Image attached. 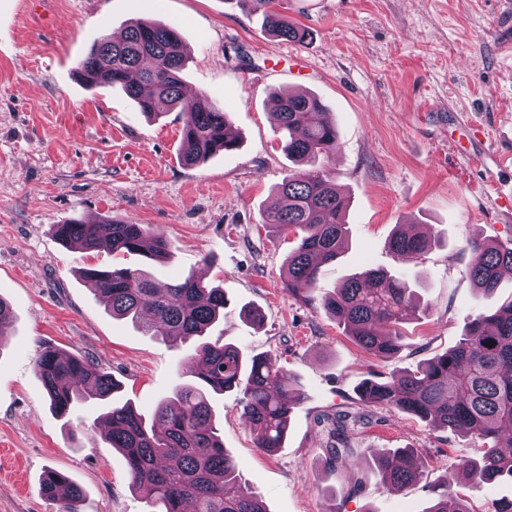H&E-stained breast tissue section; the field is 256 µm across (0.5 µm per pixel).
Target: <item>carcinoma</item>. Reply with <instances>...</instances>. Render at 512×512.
<instances>
[{"instance_id": "carcinoma-1", "label": "carcinoma", "mask_w": 512, "mask_h": 512, "mask_svg": "<svg viewBox=\"0 0 512 512\" xmlns=\"http://www.w3.org/2000/svg\"><path fill=\"white\" fill-rule=\"evenodd\" d=\"M261 9L268 32L285 41L302 42L309 32L271 7L273 0H249ZM184 49L171 27L140 20L120 36L106 35L93 43L80 60L78 73L90 85L120 87L141 112L160 115L175 109L188 114L182 129V157L197 164L237 148L224 108L202 94L189 99L183 91ZM276 121L282 132V151L297 164L328 155L338 148L336 126L321 121L325 111L313 95L292 93L277 98ZM349 200L324 172L291 170L268 197L263 223L301 232L286 261L288 292L307 303H319L342 325L364 351L390 358L401 348L397 328L429 311L420 307L407 283L383 269L349 276L339 288L316 294L320 266L332 262L347 233ZM64 244L84 250H107L145 257L167 258L168 242L143 224L105 220L85 224L73 220L54 225ZM432 248L425 234L397 233L391 249L399 257L418 259ZM467 275L474 286L491 293L502 273L512 271V246L469 244ZM81 278L94 285L114 317L129 318L145 332L179 345L203 336L221 315L224 289L208 287L189 275L164 290L143 269L112 268L97 274L89 268ZM200 372L196 381L180 385L174 397L160 403L147 418L134 407L112 400L119 384L92 360L45 348L35 358V372L53 409L65 415L81 401L94 399L106 406L103 421L111 447L126 460L131 486L141 494L149 512H184L190 500L194 512H266L263 504L236 480V464L224 450L215 425L211 400L235 390L243 416L255 434L257 447L273 452L282 447L290 414L301 400L294 378L268 354L245 358L234 346L203 341L195 344ZM362 402L388 405L413 415L434 428L451 429L483 442L478 460H466L459 471L445 476L442 492L428 512H471L466 497L453 490L459 475L471 484L512 478V300L490 314H480L467 326L462 340L447 352L414 370L390 378L375 376L360 386ZM365 419L359 411H341L328 431V452L336 459L352 455L347 427ZM385 482L398 490L415 483L426 469L424 458L398 448L376 459ZM43 495L64 503L83 496L71 481L60 487L42 486Z\"/></svg>"}]
</instances>
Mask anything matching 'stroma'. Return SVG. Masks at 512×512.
<instances>
[{
    "label": "stroma",
    "mask_w": 512,
    "mask_h": 512,
    "mask_svg": "<svg viewBox=\"0 0 512 512\" xmlns=\"http://www.w3.org/2000/svg\"><path fill=\"white\" fill-rule=\"evenodd\" d=\"M304 42L269 35L238 0H0V298L12 325L0 341V512H57L45 471L83 490L77 512H147L126 461L94 421L96 402L58 417L34 360L52 346L93 360L144 414L192 381L193 348L125 319L80 277L89 266L142 268L167 284L188 275L222 287L228 304L209 336L243 355H271L304 395L283 448H257L236 392L215 398L224 448L267 512H428L445 473L479 457V439L370 406L348 441L362 461L327 464V418L351 407L370 374H398L455 347L468 322L512 299L466 274L468 240L512 243V0H275ZM137 20L177 29L187 96L227 112L238 146L197 165L182 159L184 113L140 112L117 87L85 83L77 66L102 36ZM319 97L340 144L309 171L350 199L349 236L319 288L383 268L431 310L403 327L404 347L377 359L319 304L283 279L295 231L271 232L265 200L294 164L280 148L274 96ZM120 219L162 234L170 257L88 252L57 224ZM425 225L440 246L397 259L394 232ZM262 310L261 324L246 320ZM413 448L427 468L397 491L374 471L389 449Z\"/></svg>",
    "instance_id": "obj_1"
}]
</instances>
